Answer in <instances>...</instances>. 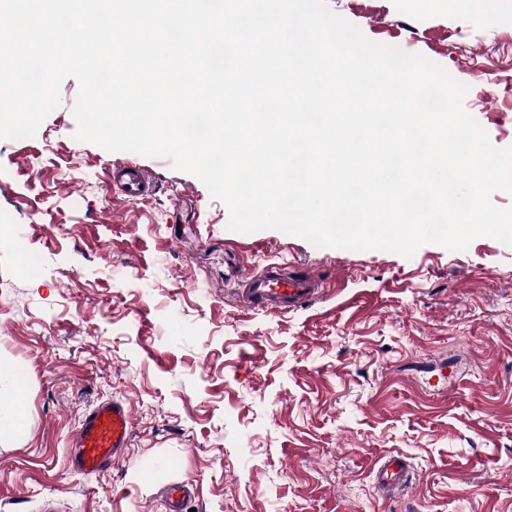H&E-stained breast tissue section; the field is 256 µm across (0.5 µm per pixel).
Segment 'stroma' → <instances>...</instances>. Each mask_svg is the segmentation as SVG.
<instances>
[{
	"label": "stroma",
	"instance_id": "35a3bbf8",
	"mask_svg": "<svg viewBox=\"0 0 512 512\" xmlns=\"http://www.w3.org/2000/svg\"><path fill=\"white\" fill-rule=\"evenodd\" d=\"M325 3L464 84L512 147V0ZM78 90L63 82L34 137L0 139V396H27L25 428L0 425V512H166L182 481L196 512H512V246L406 258L228 230L194 175L78 141ZM124 163L148 199L114 192ZM269 260L319 275L323 297L247 307L243 278ZM113 398L132 409L127 457L74 473L83 411ZM389 451L416 477L385 500L368 468Z\"/></svg>",
	"mask_w": 512,
	"mask_h": 512
}]
</instances>
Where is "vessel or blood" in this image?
Here are the masks:
<instances>
[{
    "label": "vessel or blood",
    "instance_id": "b4317fda",
    "mask_svg": "<svg viewBox=\"0 0 512 512\" xmlns=\"http://www.w3.org/2000/svg\"><path fill=\"white\" fill-rule=\"evenodd\" d=\"M121 195L140 201L152 192L147 173L125 165L115 177ZM243 300L252 308L294 310L308 306L324 292V283L312 274L286 270L283 263L272 262L261 271L244 277ZM132 433V416L123 400L99 402L85 410L71 438L70 464L74 471L92 474L104 471L125 458ZM413 465L402 454L379 458L370 471L372 485L385 498L403 490L412 477Z\"/></svg>",
    "mask_w": 512,
    "mask_h": 512
}]
</instances>
